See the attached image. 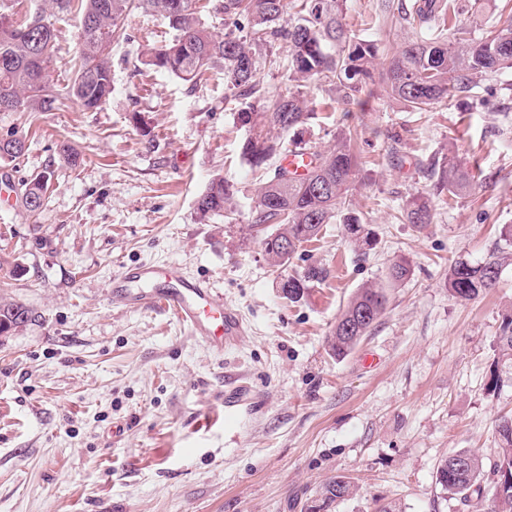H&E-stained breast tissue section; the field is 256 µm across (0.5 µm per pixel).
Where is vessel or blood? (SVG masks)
<instances>
[{"mask_svg": "<svg viewBox=\"0 0 512 512\" xmlns=\"http://www.w3.org/2000/svg\"><path fill=\"white\" fill-rule=\"evenodd\" d=\"M114 303L134 310L163 309L216 352L235 344L245 332L240 314L203 279L176 264L124 269L110 283Z\"/></svg>", "mask_w": 512, "mask_h": 512, "instance_id": "obj_1", "label": "vessel or blood"}]
</instances>
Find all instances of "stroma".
Masks as SVG:
<instances>
[{"instance_id": "obj_1", "label": "stroma", "mask_w": 512, "mask_h": 512, "mask_svg": "<svg viewBox=\"0 0 512 512\" xmlns=\"http://www.w3.org/2000/svg\"><path fill=\"white\" fill-rule=\"evenodd\" d=\"M380 0H347L346 21L377 41L386 68L414 30ZM453 24L487 35L512 0H451ZM49 83L53 112H0V137L26 138L19 159H0V180L21 187L49 173L43 207L0 208V301L31 319L0 339V512H303L329 478L356 493L333 512H485L436 483L440 459L458 450L493 456L495 425L512 417V368L496 341L512 315V260L478 298L449 294L455 262L482 261L512 225V70L477 78L452 105L414 112L383 82L350 100L304 84L316 116L287 142L318 151L352 131L359 154L354 210L373 233L358 246L344 225H324L288 266L328 276L298 302L283 298L259 236L248 226L261 182L241 152L250 117L295 85L259 63L262 100L236 96L220 69L194 82L143 69L147 48L174 32L137 10L112 43V94L93 112L66 95L78 13L55 22ZM82 161L70 166L63 147ZM476 188L435 196L448 158ZM233 209L201 214L215 177ZM423 194L432 221L408 223ZM406 259L410 278L342 359L326 338L358 288L387 281ZM176 263L208 279L245 333L210 351L172 314L115 304L108 285L126 267ZM235 375L249 399L228 407ZM498 384H491V376Z\"/></svg>"}]
</instances>
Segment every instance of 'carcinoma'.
<instances>
[{"instance_id":"cac0c4a2","label":"carcinoma","mask_w":512,"mask_h":512,"mask_svg":"<svg viewBox=\"0 0 512 512\" xmlns=\"http://www.w3.org/2000/svg\"><path fill=\"white\" fill-rule=\"evenodd\" d=\"M26 21L13 17L14 0H0V96L8 95L16 109L51 112L58 101L48 83L53 61L56 29L53 17L73 9L81 14L79 48L69 95L85 110L99 109L112 94V41L127 15L139 8L163 17L176 31L168 43L149 49L141 64L186 81L203 71L219 67L226 85L238 95L253 97L261 92L256 54L268 52L269 63L288 73V80H317L336 90L343 99L359 91L373 77L377 45L361 39L345 22V0H300L299 11L287 18V0H222L224 20L234 29L219 37L201 20L204 0H46ZM398 17L415 30L416 39L403 43L390 60L382 81L387 95L415 112L431 105L452 103L472 89L477 75L512 69V18L503 27L482 38H473L464 28L452 36L437 33L446 27L448 0H415L401 7ZM300 93L290 92L263 106L259 121L242 147V156L265 180L250 230L264 233L263 250L273 268L280 270L313 241L323 225L337 219L356 242L370 245V232L352 208L350 191L358 168L352 132L336 136V146L326 152L312 151L306 172L296 174L271 161L288 154L282 133L304 126L311 119ZM25 150V138L12 133L0 137V157L16 160ZM48 176L23 184L22 201L27 210L38 211L47 189ZM474 182L454 160L440 167L435 189L458 195L471 191ZM232 192L224 179L213 180L197 199L203 213L226 211ZM406 219L411 224L432 221L431 200L418 195L408 201ZM501 258L492 251L483 262L455 263L448 274V292L460 302L471 301L494 287ZM411 267L403 258L389 269L387 284L358 289L336 320L328 337L329 352L340 359L360 342L382 314L387 289L410 278ZM327 277V270L310 264L302 272L281 280V290L291 302ZM31 312L20 304H0V335L24 325ZM498 358L512 364V319L505 322L497 342ZM497 454L487 463L469 451H458L440 460L436 474L441 490L467 502L482 495V484L492 490L490 512H512V485L498 489L500 472L512 469V418L496 427ZM356 487L349 478L337 476L321 487L306 512H331L336 498L353 496Z\"/></svg>"}]
</instances>
